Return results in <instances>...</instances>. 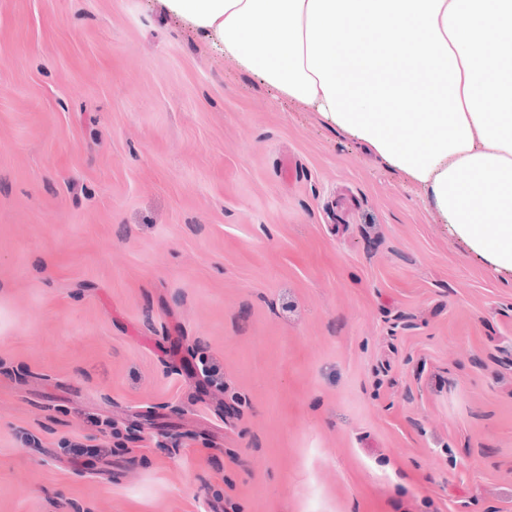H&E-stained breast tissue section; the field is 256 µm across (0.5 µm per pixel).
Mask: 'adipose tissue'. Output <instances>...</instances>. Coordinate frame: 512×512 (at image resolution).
Masks as SVG:
<instances>
[{"instance_id":"adipose-tissue-1","label":"adipose tissue","mask_w":512,"mask_h":512,"mask_svg":"<svg viewBox=\"0 0 512 512\" xmlns=\"http://www.w3.org/2000/svg\"><path fill=\"white\" fill-rule=\"evenodd\" d=\"M512 272V0H161Z\"/></svg>"}]
</instances>
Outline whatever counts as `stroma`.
I'll use <instances>...</instances> for the list:
<instances>
[{
	"instance_id": "stroma-1",
	"label": "stroma",
	"mask_w": 512,
	"mask_h": 512,
	"mask_svg": "<svg viewBox=\"0 0 512 512\" xmlns=\"http://www.w3.org/2000/svg\"><path fill=\"white\" fill-rule=\"evenodd\" d=\"M0 512H512V273L158 0H0Z\"/></svg>"
}]
</instances>
